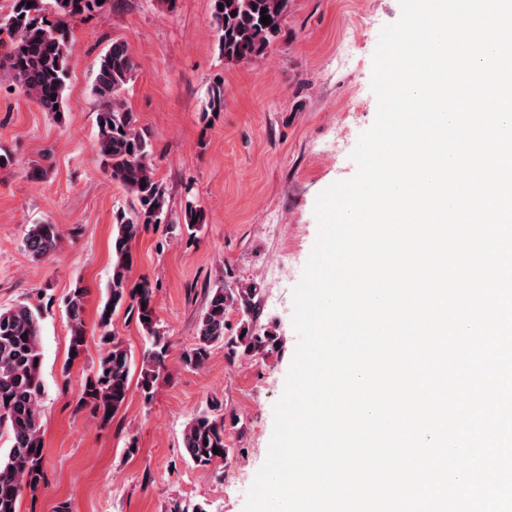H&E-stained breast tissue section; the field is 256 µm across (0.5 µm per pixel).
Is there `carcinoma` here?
<instances>
[{
  "instance_id": "1",
  "label": "carcinoma",
  "mask_w": 512,
  "mask_h": 512,
  "mask_svg": "<svg viewBox=\"0 0 512 512\" xmlns=\"http://www.w3.org/2000/svg\"><path fill=\"white\" fill-rule=\"evenodd\" d=\"M32 5H27V2ZM216 42L227 62L251 61L264 55L281 34L293 0H211ZM43 0H12L6 15V30H0V66L11 73L18 88L45 112L61 115L55 106L63 94L72 58L67 32L69 21L101 8L97 0H53L55 19L45 15ZM267 9L271 23H261V9ZM136 70V62L125 43L115 41L103 55L93 82L97 113V151L103 168L132 196L131 211L116 216L112 233V279L101 307L98 326L106 352L85 379L80 407L102 425L108 424L124 406L135 362L130 351L114 342L109 332L112 315L122 311L143 331L138 387L145 402L154 396L170 356L168 336L159 327L154 308L155 289L130 283L132 245L152 225L165 223L167 196L156 178L153 144L138 127L136 113L121 100L125 85ZM224 108V82L211 87L204 112ZM202 212L188 207L184 229L186 239L196 238ZM60 233L54 224H33L23 244L35 260L46 261L58 249ZM259 288L252 282L235 288L218 286L208 291L196 323L194 343L181 353L182 364L191 370L204 368L214 347L224 348L230 360L241 356L262 359L279 344L278 337L258 324ZM86 291L76 287L66 298L70 325L69 350L76 359L85 343ZM240 319L230 324V314ZM41 310L26 303L0 309V428L7 430L11 446L0 459V512H18L21 491L34 492L45 481L44 446L40 424V403L44 395L40 345ZM239 419L226 418L224 406L213 401L195 414L183 431V448L193 465L206 472L218 471L228 461L226 432ZM219 448L214 453L213 448Z\"/></svg>"
}]
</instances>
